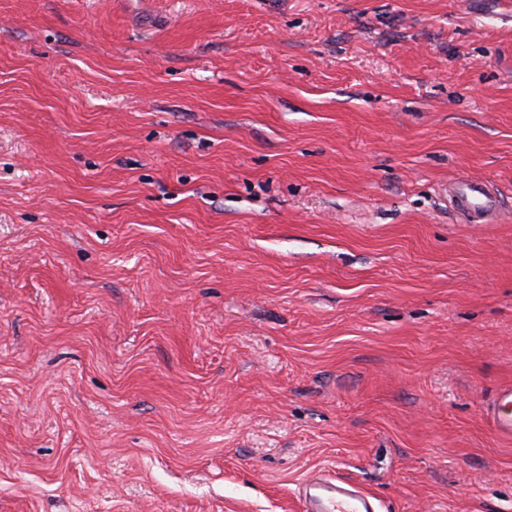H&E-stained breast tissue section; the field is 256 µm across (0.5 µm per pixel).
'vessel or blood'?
<instances>
[{
  "label": "vessel or blood",
  "mask_w": 512,
  "mask_h": 512,
  "mask_svg": "<svg viewBox=\"0 0 512 512\" xmlns=\"http://www.w3.org/2000/svg\"><path fill=\"white\" fill-rule=\"evenodd\" d=\"M448 197L472 224L494 223L498 197L486 181L462 178L448 187ZM486 415L495 431L512 435V389L505 388L487 405ZM303 512H378L374 496L331 474H315L299 488Z\"/></svg>",
  "instance_id": "b4317fda"
}]
</instances>
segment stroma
Returning <instances> with one entry per match:
<instances>
[{
    "instance_id": "1",
    "label": "stroma",
    "mask_w": 512,
    "mask_h": 512,
    "mask_svg": "<svg viewBox=\"0 0 512 512\" xmlns=\"http://www.w3.org/2000/svg\"><path fill=\"white\" fill-rule=\"evenodd\" d=\"M508 386L512 0H0V512H512ZM448 198L471 224H492L498 213V197L487 181L462 178L448 185ZM486 415L495 431L503 436L512 435V389L505 388L487 405ZM303 512H378L374 496L331 474H314L299 488Z\"/></svg>"
}]
</instances>
